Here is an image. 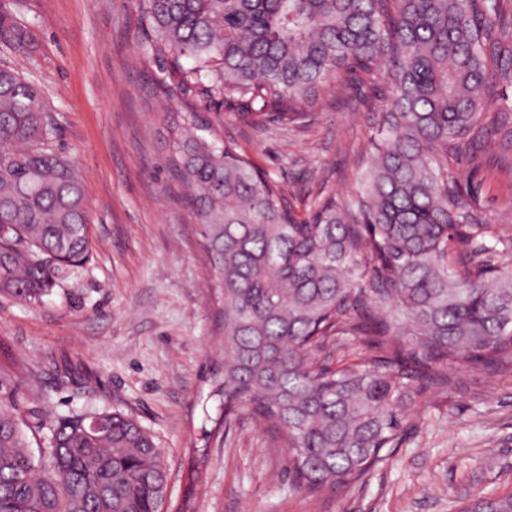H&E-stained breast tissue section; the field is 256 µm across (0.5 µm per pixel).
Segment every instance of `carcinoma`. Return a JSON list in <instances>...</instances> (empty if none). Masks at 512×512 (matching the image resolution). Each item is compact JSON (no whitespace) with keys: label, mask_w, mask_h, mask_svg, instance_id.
Here are the masks:
<instances>
[{"label":"carcinoma","mask_w":512,"mask_h":512,"mask_svg":"<svg viewBox=\"0 0 512 512\" xmlns=\"http://www.w3.org/2000/svg\"><path fill=\"white\" fill-rule=\"evenodd\" d=\"M152 97L176 117L166 167L213 272L223 415L244 412L287 449L311 495L343 494L388 459L419 398L448 370L512 362V224L488 221L479 186L457 172L505 131L496 89L512 85V12L502 0H136ZM27 28L0 11V44ZM383 73V104L359 99L371 149L347 196L324 189L302 216L286 187L224 139L238 120H300L320 97ZM42 89L0 67V291L48 295L85 263L84 187L53 147ZM358 344L331 366L332 341ZM58 419L44 463L0 407V512H162V449L137 418ZM459 512H512V494L476 495Z\"/></svg>","instance_id":"cac0c4a2"}]
</instances>
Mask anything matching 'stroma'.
<instances>
[{
    "label": "stroma",
    "instance_id": "35a3bbf8",
    "mask_svg": "<svg viewBox=\"0 0 512 512\" xmlns=\"http://www.w3.org/2000/svg\"><path fill=\"white\" fill-rule=\"evenodd\" d=\"M134 0H0L27 26L26 53L0 47V66L39 84L59 128L55 149L84 183L90 254L52 292L23 302L0 292V405L44 413L29 432L42 457L54 421L120 409L162 449L167 499L193 512H456L475 494L512 493V363L453 370L447 392L420 399L394 455L340 496H312L288 475L286 453L248 417L220 446L212 380L224 363L209 269L179 189L164 167L155 75L141 59ZM224 133L298 210L322 182L349 190L372 132L356 96L328 95L312 116L257 127L225 118ZM471 174L487 217L512 214V140L497 139ZM73 376L63 380L64 368ZM206 453L187 490L192 449Z\"/></svg>",
    "mask_w": 512,
    "mask_h": 512
}]
</instances>
